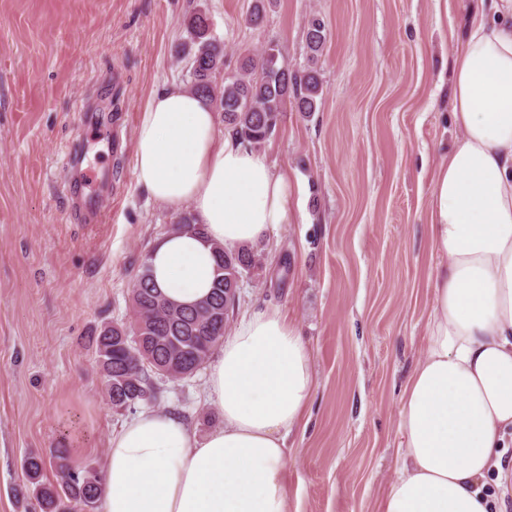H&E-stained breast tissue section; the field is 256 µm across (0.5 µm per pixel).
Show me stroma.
I'll use <instances>...</instances> for the list:
<instances>
[{"instance_id":"1","label":"stroma","mask_w":512,"mask_h":512,"mask_svg":"<svg viewBox=\"0 0 512 512\" xmlns=\"http://www.w3.org/2000/svg\"><path fill=\"white\" fill-rule=\"evenodd\" d=\"M254 2L0 0V512H40L13 496L25 455L83 444L72 466L101 468L136 414L108 404L91 338L128 321L177 217L137 183L134 133L151 94L184 83L175 47L198 8L225 72L274 40L290 69L319 73L314 114L287 109L262 148L296 221L257 244L232 319L280 308L312 356L307 422L285 436L289 512H379L440 264L427 204L459 134L449 63L477 0H273L257 25ZM314 16L328 38L313 65ZM207 379L158 380L152 410L206 435L222 423Z\"/></svg>"}]
</instances>
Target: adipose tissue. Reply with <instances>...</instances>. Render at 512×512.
<instances>
[{
	"mask_svg": "<svg viewBox=\"0 0 512 512\" xmlns=\"http://www.w3.org/2000/svg\"><path fill=\"white\" fill-rule=\"evenodd\" d=\"M452 117L461 134L429 198L444 263L380 512H498L512 482V0L474 14L452 61ZM134 170L157 203L190 204L204 227L166 234L148 254L156 286L183 305L209 296L214 246L256 243L293 219L286 179L175 83L142 111ZM314 385L296 323L254 310L211 356L222 426L201 438L178 414L138 413L109 438L102 512H289L284 433L303 421Z\"/></svg>",
	"mask_w": 512,
	"mask_h": 512,
	"instance_id": "ef3b65f1",
	"label": "adipose tissue"
}]
</instances>
